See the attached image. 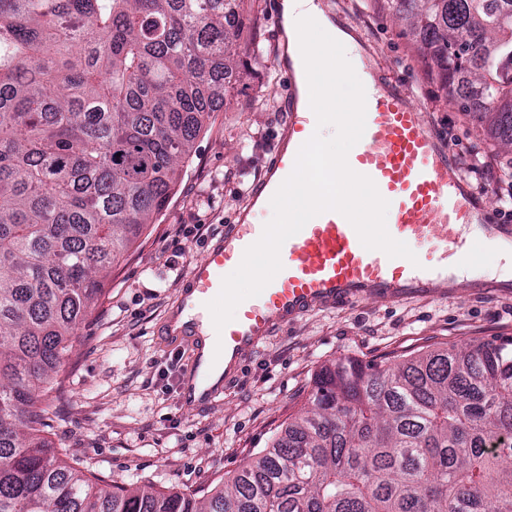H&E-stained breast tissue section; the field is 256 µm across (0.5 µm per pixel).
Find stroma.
I'll use <instances>...</instances> for the list:
<instances>
[{
  "mask_svg": "<svg viewBox=\"0 0 512 512\" xmlns=\"http://www.w3.org/2000/svg\"><path fill=\"white\" fill-rule=\"evenodd\" d=\"M324 9L351 22L369 62L390 65L446 139L474 198L497 213L499 187H481L474 169L494 162L512 185V153L426 79L395 5L324 0ZM244 13L226 104L194 141L165 210L107 276L101 298L72 338L67 373L49 397L44 437L68 465L110 485L190 492L223 483L269 446L289 415L306 407L317 375L339 359L378 362L437 343L512 336V293L503 288L315 308L294 327L275 331L207 404L183 401L182 388L193 375L191 347L166 340L164 326L190 266L218 235H186L178 227L218 218L233 223L285 122L287 83L277 67L282 26L269 0H245ZM226 175L241 197L226 192Z\"/></svg>",
  "mask_w": 512,
  "mask_h": 512,
  "instance_id": "35a3bbf8",
  "label": "stroma"
}]
</instances>
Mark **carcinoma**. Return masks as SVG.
Listing matches in <instances>:
<instances>
[{"label":"carcinoma","instance_id":"carcinoma-1","mask_svg":"<svg viewBox=\"0 0 512 512\" xmlns=\"http://www.w3.org/2000/svg\"><path fill=\"white\" fill-rule=\"evenodd\" d=\"M241 0H0V512H512V336L340 360L201 492L102 487L42 436L70 337L234 76ZM425 75L512 148V0H399Z\"/></svg>","mask_w":512,"mask_h":512}]
</instances>
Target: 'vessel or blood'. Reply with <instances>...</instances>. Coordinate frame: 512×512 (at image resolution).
Instances as JSON below:
<instances>
[{
  "label": "vessel or blood",
  "mask_w": 512,
  "mask_h": 512,
  "mask_svg": "<svg viewBox=\"0 0 512 512\" xmlns=\"http://www.w3.org/2000/svg\"><path fill=\"white\" fill-rule=\"evenodd\" d=\"M283 100L285 126L298 136L295 148L275 145L263 177L250 189L249 201L225 225L219 241L190 267L178 304L189 309L186 322L170 318L167 334L189 339L194 348L196 381L185 397L207 401L220 366L235 370L268 336L315 308H334L366 298L400 301L439 296L457 290L449 264L473 265L464 234L512 242V226L495 223L456 175L454 156L427 123L424 112L391 75L376 74L362 101V112L345 161L358 181L370 184L390 211L377 223L373 213H357L346 204H321L305 219L287 215L282 224L252 221L254 210L279 197L299 176L304 148L312 147L327 122H347L344 112H306L300 81L288 71ZM275 240L279 261L265 263V244ZM410 242H436L437 262L406 251ZM265 263L261 286L250 294L230 288L224 273ZM233 305L232 319L221 318Z\"/></svg>",
  "instance_id": "b4317fda"
}]
</instances>
